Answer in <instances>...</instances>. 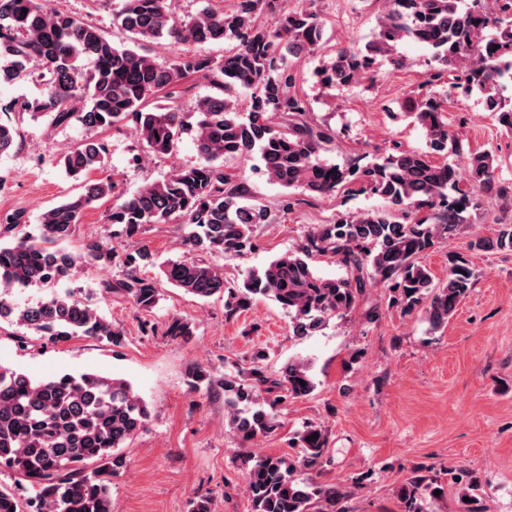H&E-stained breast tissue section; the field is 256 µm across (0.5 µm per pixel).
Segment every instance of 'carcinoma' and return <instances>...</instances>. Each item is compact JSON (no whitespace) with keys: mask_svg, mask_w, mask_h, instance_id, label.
Returning <instances> with one entry per match:
<instances>
[{"mask_svg":"<svg viewBox=\"0 0 512 512\" xmlns=\"http://www.w3.org/2000/svg\"><path fill=\"white\" fill-rule=\"evenodd\" d=\"M50 0H0V84L31 81L43 92L33 99L0 104V156L19 144L24 116H47L54 127L73 121L88 131L122 129L154 156L168 159L195 118L194 144L199 162L177 166L163 179L145 183L124 196L116 179H92L108 162L100 139L85 138L59 163L81 191L45 209L37 233L0 244V322L33 331L49 344L94 338L113 345L122 333L90 303L73 293L53 292L24 308L11 301L19 287L50 286L69 275L81 260L106 265L114 254L102 244L76 256L61 244L82 223L86 211L105 197L113 204L108 223L129 238L150 224H178L182 243L201 255L192 261L159 265L164 280L201 299L224 295V319L248 309L257 297L276 302L291 318L292 335L311 336L333 317L349 313L367 289L384 285L389 306L403 314H423L429 329L448 324L472 285L473 271L454 260L448 275L435 280L419 257L456 236L485 196L508 189L496 176L489 151L468 156L464 171L446 161L460 152L448 131V94L412 93L403 116L425 133L427 151L398 143L366 163L337 164L320 158L335 132L312 122L308 102L292 92L297 81L292 59L318 50L324 23L306 7L282 11L271 30L261 16L283 0H234L233 7L207 5L177 19L170 0H123L112 15L113 27L129 44L116 43L90 24L49 6ZM383 0L373 39L357 49L342 48L319 72L327 86L347 87L370 77L378 62L404 65L397 46L404 41L428 51L430 81L455 73L451 91L481 99L505 131L512 133V0ZM161 39L184 46L168 63L144 51ZM224 43V58L200 53L204 45ZM204 81L214 93L186 101L188 83ZM249 93L240 98V91ZM445 158L436 163L431 156ZM254 161V169L282 188L279 210L294 209L295 193L329 196L357 187L388 203L386 208L340 213L316 224L294 251L249 272L229 286L204 256H239L256 249L255 228L271 224V207L258 199L252 184L226 171V162ZM462 209H457V206ZM477 250L512 251V224L496 238L479 239ZM329 255L345 275L327 278L312 265ZM122 275L103 283V292L149 312L158 303L160 283L140 269L155 265L143 245L127 253ZM165 334L193 335L191 324L172 320ZM258 354L254 365L235 375L215 378L193 365L187 384L224 396L228 426L243 443L275 427L273 406L309 396L316 388L310 367L290 361L272 374ZM273 396L268 400L265 395ZM150 411L125 380L97 373L64 374L34 380L0 367V470L20 476L35 495L26 502L0 489V512H112V475L127 465L121 453L144 430ZM318 435L311 441L309 437ZM295 461L268 455L249 460L244 492L251 512H348L349 491L341 484H318L309 477L323 463L328 438L307 425L298 434ZM462 512H487L475 491L477 477L464 469L450 472ZM446 492L441 479L415 469L398 489L402 512H429Z\"/></svg>","mask_w":512,"mask_h":512,"instance_id":"1","label":"carcinoma"}]
</instances>
